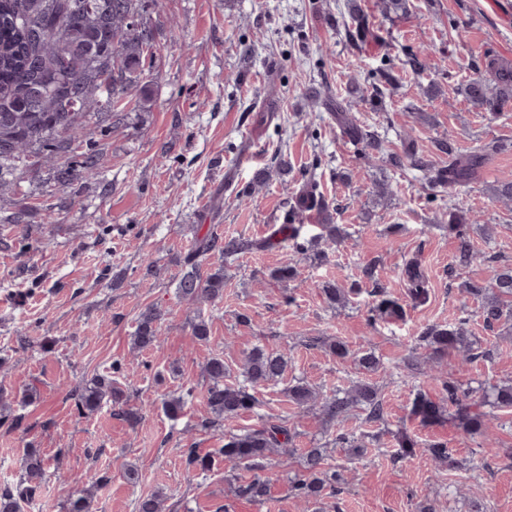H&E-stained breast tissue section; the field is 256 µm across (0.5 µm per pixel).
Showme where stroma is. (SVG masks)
<instances>
[{
    "instance_id": "obj_1",
    "label": "stroma",
    "mask_w": 512,
    "mask_h": 512,
    "mask_svg": "<svg viewBox=\"0 0 512 512\" xmlns=\"http://www.w3.org/2000/svg\"><path fill=\"white\" fill-rule=\"evenodd\" d=\"M373 38H352L347 0H157L149 9L156 63L152 98L139 92L127 108L89 137L101 154L99 174L59 187L50 167L21 168L0 188V491L20 478L27 449L45 458V473L22 512H66L76 492L92 488V512H136L138 499L165 492L166 512H512V409L491 422L492 445L452 418L424 427L411 417L416 392L442 396L452 377L470 388L512 380V337L487 327L478 304L464 298L466 280L489 282L512 266V201L494 198L512 180V102L498 112L472 108L462 89L485 54L512 59V0H406L385 11L382 0H357ZM425 67L404 64L408 51ZM328 94L358 125L377 131L383 151L414 143L429 163H444L436 141L459 152L494 143L476 181L429 191L418 168L392 167L364 155L321 104ZM287 157L288 176L272 175L243 197L254 172ZM315 179L342 241L324 260L295 256L296 277L271 279L280 250L244 254L224 268V297L196 304L178 298L180 258L196 237L266 238L286 223L293 198ZM390 193L378 198V184ZM467 215L478 255L458 262L448 214ZM20 223H12V216ZM418 258L429 298L406 301L402 268ZM376 263L377 278L362 270ZM355 286L347 305L328 303L322 288ZM405 300L399 321L374 318L375 287ZM163 311L160 342L131 350L139 313ZM204 317L210 339L200 344L191 323ZM465 321L491 357L464 363L448 354L426 361L417 338L432 324ZM373 349L384 370L373 375L384 418L354 415L326 422L301 409L286 389L301 378L330 394L359 373L330 354L324 341ZM288 355L276 384L256 387L253 411L233 429L279 418L294 427L293 451L253 471L225 466L224 432L211 427L202 374L219 354L237 381L253 347ZM112 376L138 412L137 424L104 401L79 414L74 394L87 380ZM192 392L178 419L162 402ZM420 446L395 456L400 432ZM361 433L367 453L349 462L338 435ZM442 442L462 467L431 460L424 446ZM325 448L327 471L341 473L336 492L315 503L294 497L300 454ZM211 459L208 469L191 455ZM261 478L264 500L238 497L239 482Z\"/></svg>"
}]
</instances>
